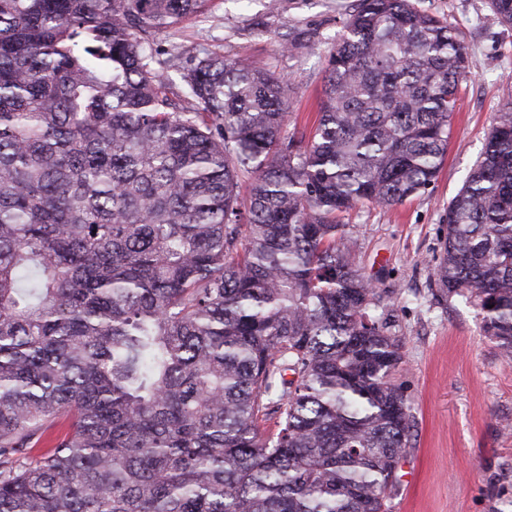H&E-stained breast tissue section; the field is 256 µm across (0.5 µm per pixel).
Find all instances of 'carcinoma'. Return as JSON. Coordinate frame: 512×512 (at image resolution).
<instances>
[{
	"mask_svg": "<svg viewBox=\"0 0 512 512\" xmlns=\"http://www.w3.org/2000/svg\"><path fill=\"white\" fill-rule=\"evenodd\" d=\"M207 2L0 0V512H391L403 342L341 217L435 181L465 46L357 0L298 141L220 54L175 110L152 42ZM445 221L436 295L511 364V99Z\"/></svg>",
	"mask_w": 512,
	"mask_h": 512,
	"instance_id": "1",
	"label": "carcinoma"
}]
</instances>
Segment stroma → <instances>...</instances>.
Segmentation results:
<instances>
[{"label":"stroma","mask_w":512,"mask_h":512,"mask_svg":"<svg viewBox=\"0 0 512 512\" xmlns=\"http://www.w3.org/2000/svg\"><path fill=\"white\" fill-rule=\"evenodd\" d=\"M351 3L211 0L202 14L158 34L154 47L180 64L206 50L286 74L295 90L288 130L305 139ZM419 4L459 31L468 54L448 153L425 194L389 210L363 205L349 219L355 264L395 289L394 332L404 343L392 379L405 390L414 427L393 512H512V365L483 335L471 300L440 302L431 291L445 209L478 160L500 106L512 98V29L489 0Z\"/></svg>","instance_id":"1"}]
</instances>
